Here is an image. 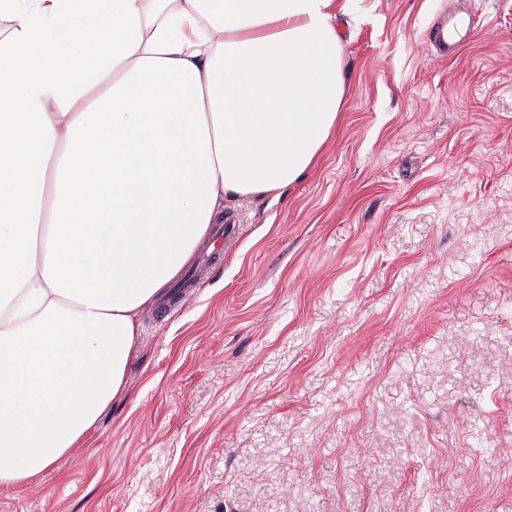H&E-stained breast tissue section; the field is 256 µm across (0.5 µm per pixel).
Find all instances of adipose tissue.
<instances>
[{
  "instance_id": "adipose-tissue-1",
  "label": "adipose tissue",
  "mask_w": 512,
  "mask_h": 512,
  "mask_svg": "<svg viewBox=\"0 0 512 512\" xmlns=\"http://www.w3.org/2000/svg\"><path fill=\"white\" fill-rule=\"evenodd\" d=\"M339 0H0V490L124 392L140 311L243 198L313 167Z\"/></svg>"
}]
</instances>
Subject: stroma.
Returning a JSON list of instances; mask_svg holds the SVG:
<instances>
[{
    "label": "stroma",
    "instance_id": "35a3bbf8",
    "mask_svg": "<svg viewBox=\"0 0 512 512\" xmlns=\"http://www.w3.org/2000/svg\"><path fill=\"white\" fill-rule=\"evenodd\" d=\"M463 10L455 55L432 45ZM340 122L0 512H512V0H348Z\"/></svg>",
    "mask_w": 512,
    "mask_h": 512
}]
</instances>
